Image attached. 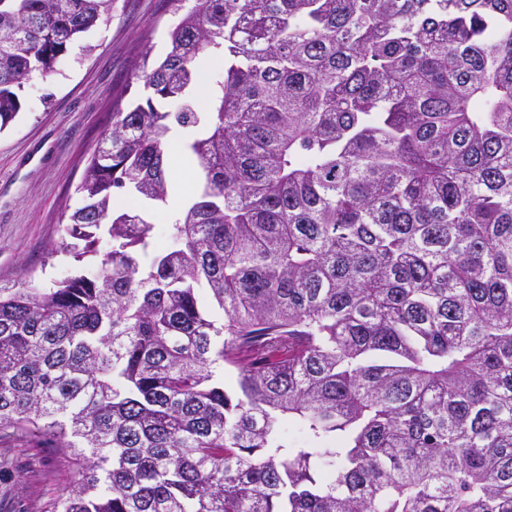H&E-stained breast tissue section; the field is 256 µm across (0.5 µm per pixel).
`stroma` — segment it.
Here are the masks:
<instances>
[{"label":"stroma","mask_w":512,"mask_h":512,"mask_svg":"<svg viewBox=\"0 0 512 512\" xmlns=\"http://www.w3.org/2000/svg\"><path fill=\"white\" fill-rule=\"evenodd\" d=\"M181 13L172 0H112L107 21L85 36L91 52L73 49L55 73L25 87L17 120L0 132V281L47 285L71 273L67 260L48 256L64 236L78 203L76 188L105 130L122 87L133 80L144 52L164 53ZM170 195L154 210L156 244H168L171 224L198 189L195 161L169 158ZM0 512H47L70 483L58 454L21 438L0 445Z\"/></svg>","instance_id":"obj_1"}]
</instances>
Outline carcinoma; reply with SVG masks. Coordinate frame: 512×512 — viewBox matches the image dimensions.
Returning a JSON list of instances; mask_svg holds the SVG:
<instances>
[{
  "instance_id": "obj_1",
  "label": "carcinoma",
  "mask_w": 512,
  "mask_h": 512,
  "mask_svg": "<svg viewBox=\"0 0 512 512\" xmlns=\"http://www.w3.org/2000/svg\"><path fill=\"white\" fill-rule=\"evenodd\" d=\"M111 6L0 0V132ZM216 52L208 115L166 110ZM136 79L48 255L112 249L0 283V442L73 467L51 512H512V0H196ZM191 132L175 128L172 138L169 139L167 155L170 165V195L168 203L161 209L153 212L152 231L156 244L167 245L170 241L171 224L176 214L184 208L183 200L188 202L196 195L198 189V172L196 162L190 158L184 150V143L190 137ZM173 140V142H172ZM177 141V142H176ZM181 144V153L175 156L172 147ZM175 147V146H174Z\"/></svg>"
}]
</instances>
